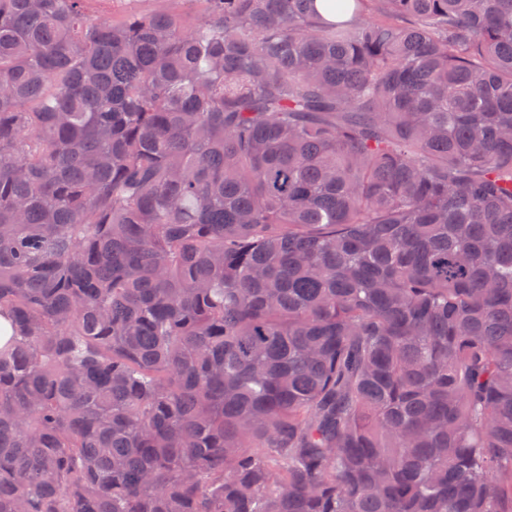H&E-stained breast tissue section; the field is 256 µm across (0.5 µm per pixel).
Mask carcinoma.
Returning a JSON list of instances; mask_svg holds the SVG:
<instances>
[{
    "mask_svg": "<svg viewBox=\"0 0 512 512\" xmlns=\"http://www.w3.org/2000/svg\"><path fill=\"white\" fill-rule=\"evenodd\" d=\"M0 0V512H512V0ZM148 0H96L87 4V14L95 19L106 20L130 10L144 9Z\"/></svg>",
    "mask_w": 512,
    "mask_h": 512,
    "instance_id": "1",
    "label": "carcinoma"
}]
</instances>
